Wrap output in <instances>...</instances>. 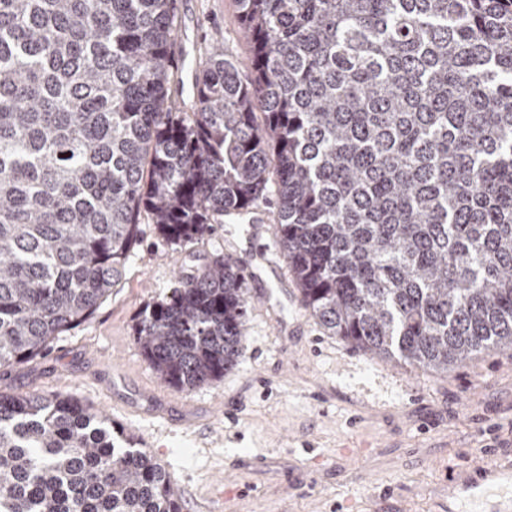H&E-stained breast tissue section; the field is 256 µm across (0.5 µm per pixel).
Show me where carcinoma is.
<instances>
[{
	"label": "carcinoma",
	"instance_id": "obj_1",
	"mask_svg": "<svg viewBox=\"0 0 512 512\" xmlns=\"http://www.w3.org/2000/svg\"><path fill=\"white\" fill-rule=\"evenodd\" d=\"M184 99L175 0H0V376L87 321L147 213L166 242L256 209L321 328L448 372L512 349V0H238ZM264 115L255 119L256 111ZM220 256L135 326L180 391L241 356ZM0 512H181L172 474L72 396L0 393Z\"/></svg>",
	"mask_w": 512,
	"mask_h": 512
}]
</instances>
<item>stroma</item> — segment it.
<instances>
[{
  "instance_id": "stroma-1",
  "label": "stroma",
  "mask_w": 512,
  "mask_h": 512,
  "mask_svg": "<svg viewBox=\"0 0 512 512\" xmlns=\"http://www.w3.org/2000/svg\"><path fill=\"white\" fill-rule=\"evenodd\" d=\"M187 54L219 38L247 63L237 0H176ZM143 240L94 315L44 355L0 377V391L72 395L109 414L173 472L183 512H444L449 472L512 453V349L435 373L327 335L302 303L274 233L236 220L173 246L141 218ZM249 256L251 308L238 365L177 391L135 341L142 310L170 296L180 269Z\"/></svg>"
}]
</instances>
